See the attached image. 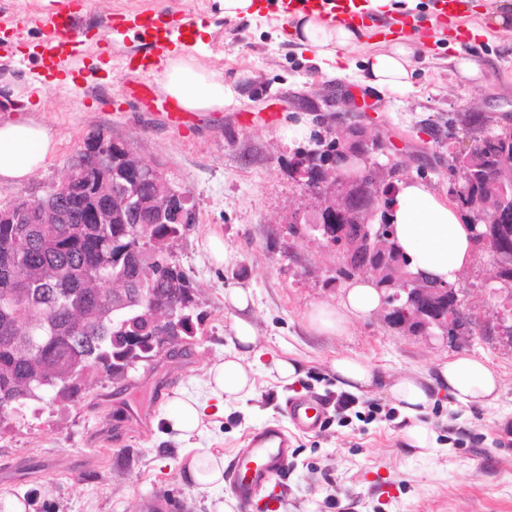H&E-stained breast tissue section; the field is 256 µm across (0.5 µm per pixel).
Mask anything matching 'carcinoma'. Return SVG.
I'll use <instances>...</instances> for the list:
<instances>
[{
  "label": "carcinoma",
  "mask_w": 512,
  "mask_h": 512,
  "mask_svg": "<svg viewBox=\"0 0 512 512\" xmlns=\"http://www.w3.org/2000/svg\"><path fill=\"white\" fill-rule=\"evenodd\" d=\"M466 126L476 144L474 160L492 167L512 157V144L496 139L490 120L470 116ZM318 159L332 160L333 170L347 163L327 142ZM465 178L470 166L452 163ZM467 179V178H465ZM468 196H452L466 212L468 200L497 205L483 172L467 179ZM157 185L148 165L128 168L112 146V182L103 198L83 190L87 204L112 198L108 224L83 223L82 211L60 209L48 196L46 223H30L29 212L15 210L17 223L0 224V381L13 387L6 413L26 421L34 403L50 397L61 403L84 399L90 377L126 372L152 361L150 341L155 319L174 314L178 331L169 345L196 336L194 287L187 273L168 260V250L188 228L151 204ZM484 232L498 236L512 257V223H492Z\"/></svg>",
  "instance_id": "cac0c4a2"
}]
</instances>
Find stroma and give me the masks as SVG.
Segmentation results:
<instances>
[{"mask_svg":"<svg viewBox=\"0 0 512 512\" xmlns=\"http://www.w3.org/2000/svg\"><path fill=\"white\" fill-rule=\"evenodd\" d=\"M164 2L202 20L204 61L238 93V105L195 115L185 130L168 124L162 101L146 107L132 99L131 77L107 65V58L144 49V41L130 33L113 36L109 55L87 51L78 77L60 75L58 88L32 95L31 74L38 68L32 51L42 37L33 17L47 0H0V11L17 23V46L26 54L20 64L0 59V121L29 115L52 126L60 140L28 181L0 185V207L43 195L64 177L89 137L127 143L194 199L197 222L172 251L198 290L202 316L182 353H161L119 380L99 376L81 404L44 407L0 434V504L14 497L28 503V512H208V501L229 497V489L184 483L180 457L186 448L234 462L252 431L287 426L286 398L339 395L330 368L336 356L366 360L393 378L433 372L454 354L439 341L390 328L376 312L353 320L342 336L308 329V313L336 305L346 284L335 279L334 251L291 231L289 217L311 199L292 180L288 162L296 152L316 148L337 125L370 118L400 161L401 176L448 192L456 180L448 160L468 138L463 114L512 121V37L476 35L464 44V52L486 64L475 81L458 76L447 41L428 44L419 51L414 89L380 95L356 79L360 52L348 54L340 73L329 72L286 42V20H230L219 0ZM301 116L310 122L309 137L285 143L281 127ZM213 230L234 253L233 264L210 260L203 243ZM232 286L253 293L262 365L255 392L226 404L223 416L184 441L166 427L172 400L207 401L206 371L228 346L231 310L224 290ZM466 352L499 376L495 405L463 406L436 397L417 417L433 432L434 446L417 455L403 446L408 420L399 402L378 389L357 395V416L333 414L320 431H291L288 473L259 492L252 512H512V349L477 340ZM276 358L302 360L304 378L293 385L274 381L266 369ZM129 401L149 411V426L127 416ZM372 406L378 414L360 421L359 413Z\"/></svg>","mask_w":512,"mask_h":512,"instance_id":"35a3bbf8","label":"stroma"}]
</instances>
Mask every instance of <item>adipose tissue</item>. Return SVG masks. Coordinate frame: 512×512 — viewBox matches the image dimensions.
Listing matches in <instances>:
<instances>
[{
    "label": "adipose tissue",
    "mask_w": 512,
    "mask_h": 512,
    "mask_svg": "<svg viewBox=\"0 0 512 512\" xmlns=\"http://www.w3.org/2000/svg\"><path fill=\"white\" fill-rule=\"evenodd\" d=\"M369 29L327 20L318 12H296L290 17L288 39L299 50L321 60L337 61L357 48H364ZM201 41L168 54L161 60V92L189 112H220L235 104V93L223 78L201 62ZM414 38L390 35L376 41L362 58L361 82L377 91L412 89L415 74ZM58 145L54 129L33 117L0 123V183L19 184L41 168ZM386 221L393 224L395 238L409 257L412 272L455 283L474 258L470 221L447 197L417 178L394 181L389 192ZM224 298L233 309L232 336L221 361L209 370L210 401L176 399L177 414L170 428L189 439L206 418L223 415L225 403L249 396L253 390L251 366L260 357L249 289H225ZM381 295L371 280L349 284L337 305L321 306L307 316V327L316 333L344 335L352 319L375 311ZM331 369L343 390L359 393L384 387L408 417L424 412L436 393H447L462 405H489L498 397L499 379L482 361L468 355L441 362L433 373L409 374L387 379L375 374L360 360L339 357ZM186 483L198 488L224 483V459L212 453H196L183 470Z\"/></svg>",
    "instance_id": "1"
}]
</instances>
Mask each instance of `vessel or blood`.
Segmentation results:
<instances>
[{"label": "vessel or blood", "instance_id": "obj_1", "mask_svg": "<svg viewBox=\"0 0 512 512\" xmlns=\"http://www.w3.org/2000/svg\"><path fill=\"white\" fill-rule=\"evenodd\" d=\"M300 9L316 10L333 20L351 24L365 22V15L358 11L357 0H296ZM44 34L37 46L41 69L32 77L33 84L42 86L46 76L56 69L69 67L76 51L73 47L75 16L72 12L57 8L43 16ZM105 26L109 31L130 30L149 45L147 53L131 51L120 59L123 72L135 78L142 104L157 98L152 80L156 66L169 44L178 40L188 42L195 38L197 26L192 18L178 10L155 4L133 12H115L108 16ZM286 416L291 425L303 432L320 429L328 418V405L319 396H305L288 401ZM293 452L286 431L278 426H265L250 435L245 448L239 454L229 489L238 501L242 512L252 506L258 488L264 483L283 477L288 472Z\"/></svg>", "mask_w": 512, "mask_h": 512}]
</instances>
